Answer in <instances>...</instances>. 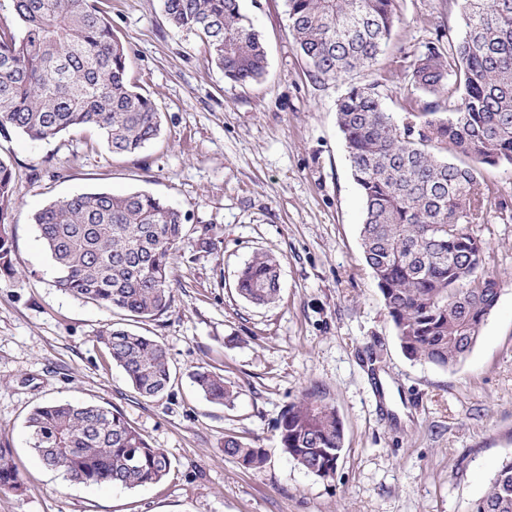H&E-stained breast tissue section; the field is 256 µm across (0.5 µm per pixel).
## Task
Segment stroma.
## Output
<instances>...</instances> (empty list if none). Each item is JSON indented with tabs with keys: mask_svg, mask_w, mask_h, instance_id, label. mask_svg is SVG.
Returning a JSON list of instances; mask_svg holds the SVG:
<instances>
[{
	"mask_svg": "<svg viewBox=\"0 0 512 512\" xmlns=\"http://www.w3.org/2000/svg\"><path fill=\"white\" fill-rule=\"evenodd\" d=\"M401 20L371 78L404 122L398 76L438 36L463 35L459 0H398ZM131 57L130 79L161 113L141 152L110 153L97 132L44 141L0 134L13 166L14 277L0 276V444L12 449L20 491L0 490V512H470L512 457V221L491 220L480 271L501 295L477 345L448 369L408 359L359 240L363 202L336 103L359 75L314 81L288 33L286 0H240L259 32L269 74L225 80L194 35L174 28L161 0H100ZM103 189L146 191L187 214L174 259L173 303L132 323L171 361L164 395L142 398L97 341L122 313L56 288L34 212ZM259 251L280 263V294L252 304L235 290ZM200 366L235 386L208 401ZM327 392L344 424L334 478L282 454L275 424L309 387ZM80 400L120 411L164 449L171 469L133 489L71 482L27 444L37 406ZM264 448V471L224 452L226 436Z\"/></svg>",
	"mask_w": 512,
	"mask_h": 512,
	"instance_id": "stroma-1",
	"label": "stroma"
}]
</instances>
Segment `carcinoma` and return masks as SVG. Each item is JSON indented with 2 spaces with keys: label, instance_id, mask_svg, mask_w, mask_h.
<instances>
[{
  "label": "carcinoma",
  "instance_id": "obj_1",
  "mask_svg": "<svg viewBox=\"0 0 512 512\" xmlns=\"http://www.w3.org/2000/svg\"><path fill=\"white\" fill-rule=\"evenodd\" d=\"M289 31L319 82L374 65L399 19L398 0H286ZM169 22L208 48V62L238 84L268 75L267 53L239 0H162ZM466 28L448 47L432 45L401 73L408 122L395 124L376 82L353 83L336 104L351 171L364 202L360 246L401 350L411 360L459 365L495 307L497 281L478 274L483 251L474 224H487L492 195L477 165H512V0H460ZM14 23L0 20V131L32 141L94 127L109 152L136 154L161 132L154 102L129 77L131 58L95 0H12ZM443 154L439 158L433 150ZM15 173L0 156V275L14 274L8 231ZM187 220L147 192L106 190L57 198L32 221L57 287L132 319L171 306V261ZM279 261L260 252L237 276L238 294L265 305L279 292ZM98 339L143 398L171 381L168 353L148 336L109 325ZM192 380L206 399L237 397L205 366ZM29 448L72 481L134 488L170 470L124 415L79 401L36 407ZM280 448L321 478L334 474L344 446L336 407L316 388L277 421ZM224 453L263 470L267 455L240 437ZM12 451L0 446V490H17ZM471 512H512V458L502 461Z\"/></svg>",
  "mask_w": 512,
  "mask_h": 512
}]
</instances>
